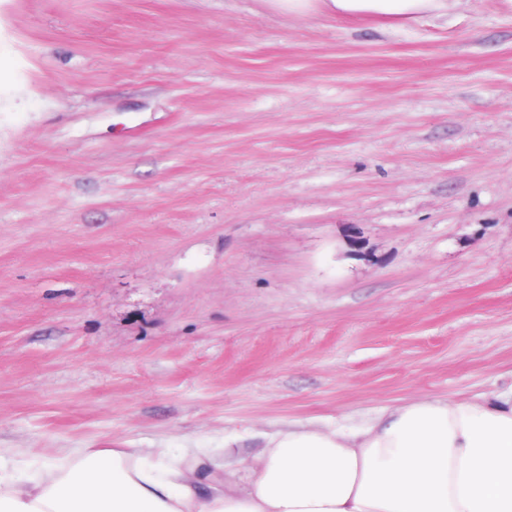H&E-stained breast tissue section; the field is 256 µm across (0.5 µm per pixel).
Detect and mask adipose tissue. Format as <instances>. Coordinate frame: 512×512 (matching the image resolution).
<instances>
[{"instance_id": "obj_1", "label": "adipose tissue", "mask_w": 512, "mask_h": 512, "mask_svg": "<svg viewBox=\"0 0 512 512\" xmlns=\"http://www.w3.org/2000/svg\"><path fill=\"white\" fill-rule=\"evenodd\" d=\"M274 12L398 23L442 18L462 0H267ZM198 455L141 448L43 464L25 479L0 450V512H512V396L425 400L355 432L267 435L225 453L208 479Z\"/></svg>"}]
</instances>
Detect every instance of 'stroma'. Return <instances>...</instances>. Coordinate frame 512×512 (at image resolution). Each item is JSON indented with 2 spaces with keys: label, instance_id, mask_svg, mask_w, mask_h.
Listing matches in <instances>:
<instances>
[{
  "label": "stroma",
  "instance_id": "stroma-1",
  "mask_svg": "<svg viewBox=\"0 0 512 512\" xmlns=\"http://www.w3.org/2000/svg\"><path fill=\"white\" fill-rule=\"evenodd\" d=\"M512 393V0H0V448H209ZM272 10L299 17L325 16L335 20L375 16L404 24L424 17L442 18L463 0H266Z\"/></svg>",
  "mask_w": 512,
  "mask_h": 512
}]
</instances>
